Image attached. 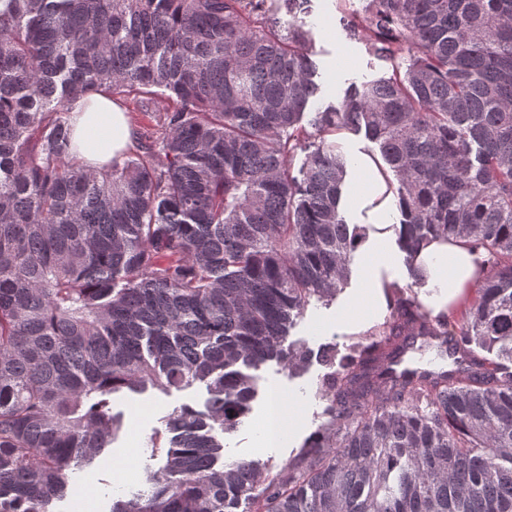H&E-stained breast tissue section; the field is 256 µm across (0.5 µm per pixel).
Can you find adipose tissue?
Masks as SVG:
<instances>
[{"mask_svg": "<svg viewBox=\"0 0 512 512\" xmlns=\"http://www.w3.org/2000/svg\"><path fill=\"white\" fill-rule=\"evenodd\" d=\"M73 112L74 141L92 169H99L117 150L130 143L133 129L111 98L96 94L80 99ZM385 190L386 184L374 161L369 156H360L356 169L346 178L340 203L344 211L366 215L373 226L355 250L358 262L364 265V286L349 318L353 324L360 322L372 308L385 306L383 284L396 282L401 274L398 235L390 228V205L381 199ZM417 262L424 269L427 281L442 287L433 302L439 312L464 308L482 276L467 241L461 238L430 242L421 249Z\"/></svg>", "mask_w": 512, "mask_h": 512, "instance_id": "ef3b65f1", "label": "adipose tissue"}]
</instances>
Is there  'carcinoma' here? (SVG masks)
I'll return each instance as SVG.
<instances>
[{
    "label": "carcinoma",
    "instance_id": "cac0c4a2",
    "mask_svg": "<svg viewBox=\"0 0 512 512\" xmlns=\"http://www.w3.org/2000/svg\"><path fill=\"white\" fill-rule=\"evenodd\" d=\"M366 2L343 31L392 72L326 102L311 0H0V512H57L123 430L115 393L197 383L108 512H512V0ZM159 92L128 149L78 159L79 99ZM361 130L411 277L450 235L485 277L459 323L395 284L382 323L314 350L289 330L351 277L336 135ZM419 340L456 367L406 366ZM314 360L325 421L288 465H217L261 367Z\"/></svg>",
    "mask_w": 512,
    "mask_h": 512
}]
</instances>
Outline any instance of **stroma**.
Returning <instances> with one entry per match:
<instances>
[{
  "mask_svg": "<svg viewBox=\"0 0 512 512\" xmlns=\"http://www.w3.org/2000/svg\"><path fill=\"white\" fill-rule=\"evenodd\" d=\"M365 5V0H313L308 21L314 26L321 81L330 96H340L349 84L380 79L390 72L388 62L370 54L364 44L347 40L339 28L341 10L360 15ZM359 286V274H352L334 303H312L291 330V339L306 341L313 348L332 342L342 349L356 334L366 333L382 322L385 314L378 311L362 321L356 331L342 328L349 299ZM323 373V367L316 363L297 376L289 375L277 363L264 365L259 372L260 395L252 415L237 431L224 437L225 461L252 459L271 473L287 464L323 421V403L316 393ZM206 397L201 384L168 394L115 395L112 408L122 414L124 429L112 447L91 465L70 472L69 494L59 503V512H107L113 497L138 489L144 471L160 464L150 444L153 430L161 427L163 418L174 408L203 405ZM277 406L296 410L297 428H289L284 420L275 421L273 409Z\"/></svg>",
  "mask_w": 512,
  "mask_h": 512,
  "instance_id": "obj_1",
  "label": "stroma"
}]
</instances>
